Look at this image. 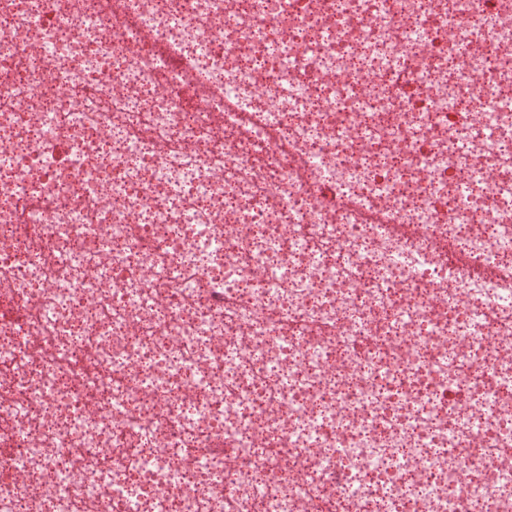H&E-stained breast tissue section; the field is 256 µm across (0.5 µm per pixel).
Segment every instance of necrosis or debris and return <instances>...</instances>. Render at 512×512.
Wrapping results in <instances>:
<instances>
[{
  "label": "necrosis or debris",
  "instance_id": "4bbe7bcc",
  "mask_svg": "<svg viewBox=\"0 0 512 512\" xmlns=\"http://www.w3.org/2000/svg\"><path fill=\"white\" fill-rule=\"evenodd\" d=\"M506 102L512 0H0V512H512Z\"/></svg>",
  "mask_w": 512,
  "mask_h": 512
}]
</instances>
